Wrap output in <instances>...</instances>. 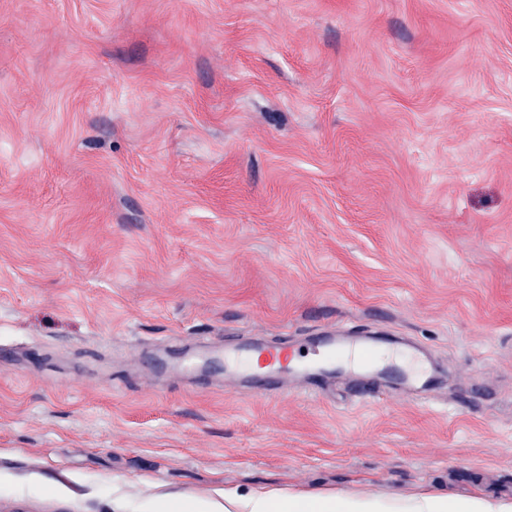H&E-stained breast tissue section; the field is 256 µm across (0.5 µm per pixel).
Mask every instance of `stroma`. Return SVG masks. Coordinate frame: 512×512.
<instances>
[{"mask_svg":"<svg viewBox=\"0 0 512 512\" xmlns=\"http://www.w3.org/2000/svg\"><path fill=\"white\" fill-rule=\"evenodd\" d=\"M328 329L443 382L171 370ZM1 347L0 512L512 500V0H0ZM512 501L474 495L462 504L421 495L408 500L371 496L265 492L246 500L225 496L224 512H511ZM210 505L196 499H182L179 501H164L155 507L153 512H213Z\"/></svg>","mask_w":512,"mask_h":512,"instance_id":"obj_1","label":"stroma"}]
</instances>
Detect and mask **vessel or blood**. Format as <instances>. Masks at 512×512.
I'll return each mask as SVG.
<instances>
[{
	"label": "vessel or blood",
	"mask_w": 512,
	"mask_h": 512,
	"mask_svg": "<svg viewBox=\"0 0 512 512\" xmlns=\"http://www.w3.org/2000/svg\"><path fill=\"white\" fill-rule=\"evenodd\" d=\"M211 352L222 359L227 382L250 384L261 398L286 395L289 381L295 379L302 380L310 394L343 379L363 397L393 390L420 400L440 379L432 356L404 336L326 331L310 337L304 353L288 342L241 336L213 342Z\"/></svg>",
	"instance_id": "obj_1"
}]
</instances>
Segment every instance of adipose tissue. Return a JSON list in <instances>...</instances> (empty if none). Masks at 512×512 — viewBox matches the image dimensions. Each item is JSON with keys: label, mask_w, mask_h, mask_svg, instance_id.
I'll use <instances>...</instances> for the list:
<instances>
[{"label": "adipose tissue", "mask_w": 512, "mask_h": 512, "mask_svg": "<svg viewBox=\"0 0 512 512\" xmlns=\"http://www.w3.org/2000/svg\"><path fill=\"white\" fill-rule=\"evenodd\" d=\"M224 512H512V501L475 495L458 504L428 494L408 500H392L371 496L265 492L242 501L225 497Z\"/></svg>", "instance_id": "adipose-tissue-1"}]
</instances>
